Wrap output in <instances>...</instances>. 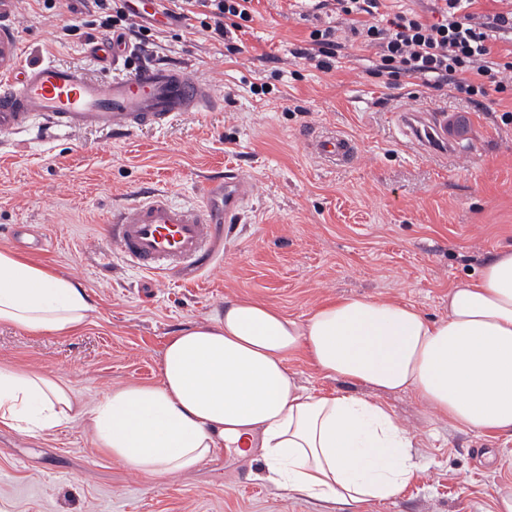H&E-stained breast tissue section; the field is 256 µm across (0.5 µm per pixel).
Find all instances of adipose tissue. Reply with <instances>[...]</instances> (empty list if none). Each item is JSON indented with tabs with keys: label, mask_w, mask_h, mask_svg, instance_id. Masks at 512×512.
Listing matches in <instances>:
<instances>
[{
	"label": "adipose tissue",
	"mask_w": 512,
	"mask_h": 512,
	"mask_svg": "<svg viewBox=\"0 0 512 512\" xmlns=\"http://www.w3.org/2000/svg\"><path fill=\"white\" fill-rule=\"evenodd\" d=\"M93 311L72 278L0 250V323L65 336ZM294 359L351 392H310L288 368ZM376 391L413 393L454 428L512 435V248L451 289L438 320L366 297L303 319L226 301L222 315L168 338L158 383L114 386L90 405L63 380L0 366V425L40 434L82 421L98 447L150 479L191 472L231 446L259 455L280 490L360 512L399 495L420 469L413 438Z\"/></svg>",
	"instance_id": "adipose-tissue-1"
}]
</instances>
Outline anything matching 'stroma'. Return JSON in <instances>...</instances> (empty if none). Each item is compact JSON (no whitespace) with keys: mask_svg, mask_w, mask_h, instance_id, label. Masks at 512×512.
Segmentation results:
<instances>
[{"mask_svg":"<svg viewBox=\"0 0 512 512\" xmlns=\"http://www.w3.org/2000/svg\"><path fill=\"white\" fill-rule=\"evenodd\" d=\"M241 53L158 24L142 60L186 62L222 98L216 112H186L171 125L126 137L89 129L53 139L38 130L0 148V249L15 225L51 241L35 258L81 283L95 311L68 336L34 335L0 324V365L66 381L83 402L128 381L157 382L163 347L183 325L211 320L246 297L305 317L324 301L372 296L405 302L427 317L448 313V292L512 247V96L467 101L414 78L385 84L378 57L350 25L310 0H257ZM79 14L64 0H16L22 66L53 59L104 76L91 41L70 33ZM338 28L332 72L294 57L314 26ZM271 94L256 100L251 84ZM432 111L473 123V147L451 156L421 149L392 115ZM333 129L352 138L353 161L330 166L308 143ZM232 173L253 181V200L224 227L203 270L156 278L120 252L109 260L112 209L167 192L200 203L204 179ZM419 446L421 469L396 498L365 512H494L498 486L512 483L485 453H512V436L483 438L448 427L412 393L384 397ZM262 463L235 449L187 474L155 481L96 448L81 421L29 435L0 426V512H327L320 502L258 480Z\"/></svg>","mask_w":512,"mask_h":512,"instance_id":"obj_1","label":"stroma"}]
</instances>
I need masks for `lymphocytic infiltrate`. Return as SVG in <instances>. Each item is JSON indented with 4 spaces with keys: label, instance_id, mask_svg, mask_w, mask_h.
I'll use <instances>...</instances> for the list:
<instances>
[{
    "label": "lymphocytic infiltrate",
    "instance_id": "lymphocytic-infiltrate-1",
    "mask_svg": "<svg viewBox=\"0 0 512 512\" xmlns=\"http://www.w3.org/2000/svg\"><path fill=\"white\" fill-rule=\"evenodd\" d=\"M89 16L99 17L102 26L126 31L140 42H149L150 27L136 20L129 0H88ZM169 15L177 20L197 22L200 31L223 42L236 52L235 33L242 23L252 21L253 0H171ZM474 0H438L431 17L415 12L384 16L379 0H333L338 15L352 25L365 47L376 49L377 72L395 81L401 77L419 80L434 90L451 87L466 100L489 92H512V60L494 56V33L512 31V12L480 20L469 8ZM232 26H225V19ZM340 47L335 27L313 29L305 46L296 54L318 70L328 72L336 65Z\"/></svg>",
    "mask_w": 512,
    "mask_h": 512
}]
</instances>
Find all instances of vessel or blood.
Masks as SVG:
<instances>
[{"mask_svg": "<svg viewBox=\"0 0 512 512\" xmlns=\"http://www.w3.org/2000/svg\"><path fill=\"white\" fill-rule=\"evenodd\" d=\"M131 50L128 43L113 46L107 60L114 74L97 79L81 67L52 61L22 67L15 41L9 34L0 35V139L9 140L36 123L56 134L98 128L131 136L171 124L181 113L207 112L218 105L214 86L192 66L152 62L122 71ZM392 120L404 133L423 127L424 144L431 148L456 153L473 141L471 123L444 114L422 121L400 111ZM311 146L334 164L350 161L355 154L353 140L333 132L312 138ZM202 190L204 199L195 207L177 204L163 191L120 207L107 226L113 247L156 277L205 267L214 257L222 225L234 223L251 200L252 183L248 176L234 174L221 182H203ZM218 197L224 201L219 210L213 206Z\"/></svg>", "mask_w": 512, "mask_h": 512, "instance_id": "obj_1", "label": "vessel or blood"}]
</instances>
